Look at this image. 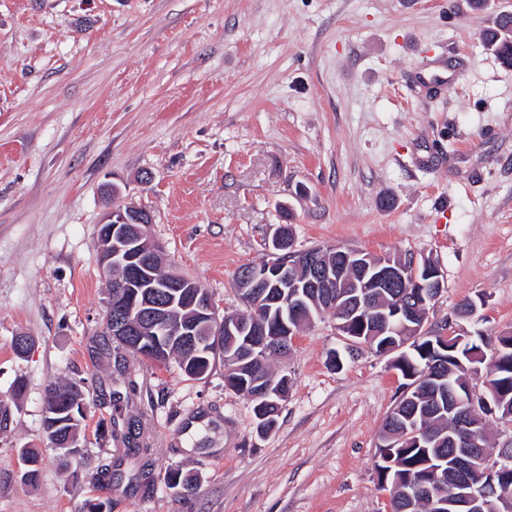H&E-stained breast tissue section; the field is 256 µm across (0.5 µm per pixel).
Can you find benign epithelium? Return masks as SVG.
Returning <instances> with one entry per match:
<instances>
[{"mask_svg":"<svg viewBox=\"0 0 512 512\" xmlns=\"http://www.w3.org/2000/svg\"><path fill=\"white\" fill-rule=\"evenodd\" d=\"M151 223L148 211L129 204L108 208L99 225L101 272L110 275L117 268L127 272L115 284L107 301L105 329L113 339L138 354L151 351L158 355L174 346L195 357L203 351L214 353L223 343L224 333L232 332L234 326H243L248 331V341L239 359L253 361L272 350L288 351L296 336L293 328L276 335L257 319L243 323L232 314L219 312L212 297L196 281L179 274L163 279L156 277L155 268L163 262L161 251L156 248L149 257L142 253V239ZM300 258L309 288H329L346 280V271L353 269L369 277L377 288H392L407 282L415 289L416 305H406L391 316L379 314L385 330L400 337V341L380 347L384 356L406 347L410 343L408 337L421 335V327L411 322L427 314L430 304L444 288L440 266L428 258L420 260L411 256L407 260L377 262L374 256L349 248L340 250L334 265L324 263L320 254L309 250L300 252ZM269 276L287 282L292 278L288 264L270 263L264 277L248 279L247 287L240 289V293L252 295V289L263 287ZM435 339L441 347L453 350H461L469 343L468 338L449 333H439ZM498 400L496 393L476 398L469 388L464 394L454 395L453 408L460 416L459 427H470L473 418L489 424L497 420ZM448 467L451 477H443L442 484L448 492L429 495L434 512H474L476 504L487 495L488 485L494 484L495 475L512 470V434L506 436L497 453L488 452L473 438L466 439L462 450L449 457Z\"/></svg>","mask_w":512,"mask_h":512,"instance_id":"7a95c632","label":"benign epithelium"}]
</instances>
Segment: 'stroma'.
Segmentation results:
<instances>
[{
    "mask_svg": "<svg viewBox=\"0 0 512 512\" xmlns=\"http://www.w3.org/2000/svg\"><path fill=\"white\" fill-rule=\"evenodd\" d=\"M504 10L512 0H0V512L94 499L382 512L377 436L403 378L389 357L346 352L332 313L274 359L291 384L266 436L223 359L194 381L173 361L98 355L101 188L151 213L149 239L220 309L239 308L235 272L267 260L287 220L300 250L435 260L426 331L512 332V68L484 44ZM466 300L479 308L462 319ZM79 380L122 392L139 454L96 406L81 456L58 466L46 390ZM23 448L44 459L33 486ZM175 465L196 479L188 498L165 484Z\"/></svg>",
    "mask_w": 512,
    "mask_h": 512,
    "instance_id": "stroma-1",
    "label": "stroma"
}]
</instances>
